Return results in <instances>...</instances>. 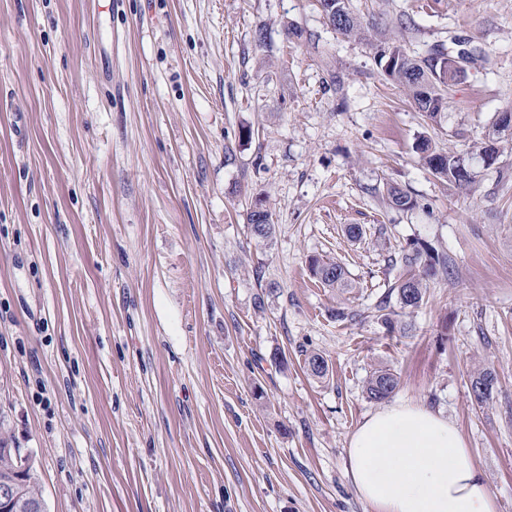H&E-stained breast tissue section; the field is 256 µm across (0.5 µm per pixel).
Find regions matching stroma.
<instances>
[{"instance_id":"stroma-1","label":"stroma","mask_w":512,"mask_h":512,"mask_svg":"<svg viewBox=\"0 0 512 512\" xmlns=\"http://www.w3.org/2000/svg\"><path fill=\"white\" fill-rule=\"evenodd\" d=\"M352 5L362 41L317 0H0V417L47 512H371L347 448L379 368L461 431L512 512V140L468 191L416 151H469L512 109V0ZM384 42L483 54L433 123L382 75ZM414 239L448 275L384 323L389 257ZM256 203L260 205L261 209L264 210V223L255 219L256 212L252 209L248 217V228L253 238L258 241H269L274 235V224H271L270 214L263 205V201L258 199ZM311 274L324 286L329 288H351L345 268L334 261L311 256L308 261ZM494 383H495V386L497 384V378H496V375H494L493 371L490 370V369H481V370H476L470 377V386H471V391L474 390V391H477V389L479 390V387L481 385H484L486 387V390L483 391V392H479L476 394V396H473L471 395V397L474 399V401L478 404V405H483V404H487L491 398H492V394H493V387H494Z\"/></svg>"}]
</instances>
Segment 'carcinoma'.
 I'll list each match as a JSON object with an SVG mask.
<instances>
[{
	"instance_id": "carcinoma-1",
	"label": "carcinoma",
	"mask_w": 512,
	"mask_h": 512,
	"mask_svg": "<svg viewBox=\"0 0 512 512\" xmlns=\"http://www.w3.org/2000/svg\"><path fill=\"white\" fill-rule=\"evenodd\" d=\"M324 13L336 8V31L346 38H357L363 28L353 11L351 0H318ZM383 75L402 86L409 93L418 110L431 122H438L446 109L450 83L447 78L446 64L449 54L441 45L434 47L424 57H414L401 45H389L375 53ZM422 154L424 165L435 175L447 180L460 189H469L475 176L468 169L466 158L458 152L442 151L432 146L429 140L422 138L417 144ZM386 201L392 208L409 210L415 202L412 197L398 186L386 187ZM256 212L250 211L248 228L253 238L269 241L274 235L275 227L271 224L269 212H264V221L255 219ZM400 268L403 276L389 289L396 295L402 310H414L423 302L428 282L443 278L448 274V255L437 251L430 245L415 240L406 243L399 253ZM308 266L311 274L324 286L329 288H349L345 268L334 261H326L312 256ZM305 365L313 377L327 376L329 366L326 358L318 352L305 354ZM496 375L490 369L475 371L470 376L471 389L476 391L474 401L483 405L488 403L493 394ZM399 379L388 369L375 370L366 381L365 393L369 400L382 402L396 391ZM13 443L10 429L0 423V480L14 475L16 457L22 449L11 447ZM23 497L31 502L43 499L35 469H30L21 482Z\"/></svg>"
}]
</instances>
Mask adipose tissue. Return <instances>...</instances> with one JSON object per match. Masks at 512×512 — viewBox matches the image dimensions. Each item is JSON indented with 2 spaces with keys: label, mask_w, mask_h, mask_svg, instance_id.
Here are the masks:
<instances>
[{
  "label": "adipose tissue",
  "mask_w": 512,
  "mask_h": 512,
  "mask_svg": "<svg viewBox=\"0 0 512 512\" xmlns=\"http://www.w3.org/2000/svg\"><path fill=\"white\" fill-rule=\"evenodd\" d=\"M348 458L373 512H496L460 430L424 406L397 402L368 417Z\"/></svg>",
  "instance_id": "1"
}]
</instances>
